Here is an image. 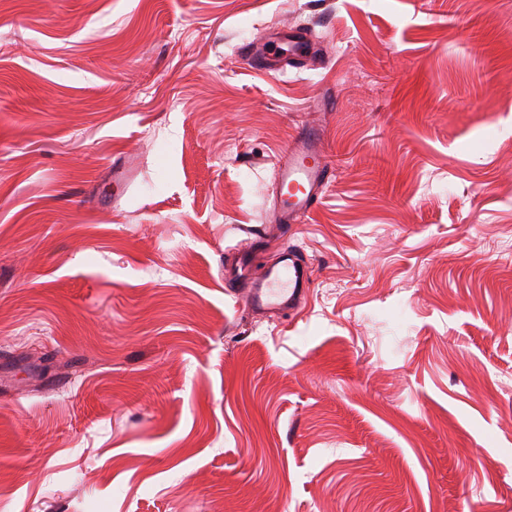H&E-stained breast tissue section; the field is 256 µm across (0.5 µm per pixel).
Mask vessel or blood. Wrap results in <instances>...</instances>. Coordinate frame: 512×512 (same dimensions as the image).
I'll return each mask as SVG.
<instances>
[{"mask_svg":"<svg viewBox=\"0 0 512 512\" xmlns=\"http://www.w3.org/2000/svg\"><path fill=\"white\" fill-rule=\"evenodd\" d=\"M273 43L291 60L300 62L307 56L308 42L301 30L278 31ZM330 172L320 134L311 128L299 130L286 145L277 164L276 179L281 192L274 200L273 209L278 223H301L318 204ZM238 263L241 279L238 285L227 290L234 301L244 302L250 311L266 317H281L301 307L310 270L296 246L283 247L276 262L258 277L251 274L249 249L239 250Z\"/></svg>","mask_w":512,"mask_h":512,"instance_id":"vessel-or-blood-1","label":"vessel or blood"}]
</instances>
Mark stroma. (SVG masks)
<instances>
[{"instance_id":"obj_1","label":"stroma","mask_w":512,"mask_h":512,"mask_svg":"<svg viewBox=\"0 0 512 512\" xmlns=\"http://www.w3.org/2000/svg\"><path fill=\"white\" fill-rule=\"evenodd\" d=\"M0 512H512V0H0ZM278 51L288 53L290 60L302 62L307 56L306 34L299 30L290 28L288 30L276 31L272 41ZM325 158L321 135L314 129L299 130L286 145L277 164L281 192L273 209L278 223L286 224L289 230L319 203L331 172ZM238 263L242 270L236 286L225 288V294L236 303L255 314L283 317L296 312L306 297L310 270L300 250L293 245L283 247L277 261L267 266L262 275L253 277L250 269V251L247 247L238 251Z\"/></svg>"}]
</instances>
